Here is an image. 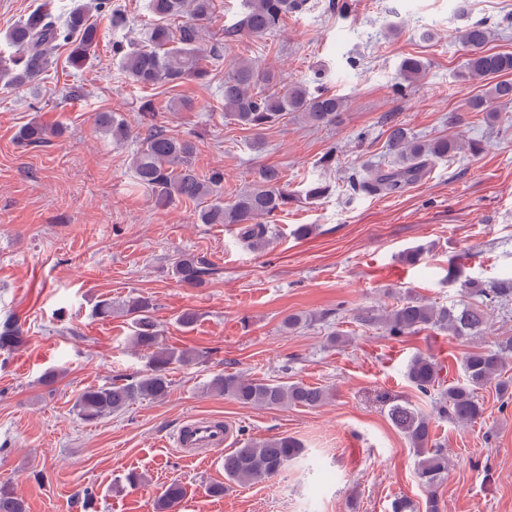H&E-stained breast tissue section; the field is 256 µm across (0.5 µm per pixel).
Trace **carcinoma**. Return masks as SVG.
I'll return each mask as SVG.
<instances>
[{
    "mask_svg": "<svg viewBox=\"0 0 512 512\" xmlns=\"http://www.w3.org/2000/svg\"><path fill=\"white\" fill-rule=\"evenodd\" d=\"M213 0H148L150 22L146 24L144 45L125 48L120 41L112 43V52L120 58L122 72L139 87L162 85L170 89L186 81L207 82L211 75L209 63L222 57L223 47L216 44L204 49L205 36L212 16ZM306 9V0H245L239 19L224 29V37L262 38L281 27L285 18ZM94 14L110 17L112 29L127 26L124 13L112 7V0H89L62 18L54 11L51 0L4 33L13 52L0 58V86L9 89L34 87L55 60L57 50L69 48L68 61L81 68L95 53L99 42ZM181 19L176 28L170 22ZM467 51L463 76L477 79L485 89L466 102V111L483 112L490 121L496 119L497 103H512V53L488 48L491 30L483 23L465 26L457 35ZM426 71L416 57L404 58L398 68L400 78L413 85ZM281 80L267 69L250 60L238 58L224 71L222 100L225 116L234 124L251 130L255 144H262V132L295 113L316 127L336 124L345 100L301 83L277 89ZM140 126L145 132H133L125 121L112 112H100L96 126L112 135V142L122 144L134 137L139 146L132 161L133 184L146 190L159 206L189 200L199 205L198 221L202 224H229L237 227L240 238L254 250H264L271 244L273 227L260 222L272 219L283 211L291 194L281 183L279 172L267 168L253 187L239 193L234 200L224 202V173L214 170L199 176L193 164L197 151L189 135L176 136L158 124L152 102L140 106ZM61 130L49 127L34 118L17 133L25 146L37 148ZM387 146L395 156L393 165L368 167L369 177L350 180L349 187L367 194H395L421 180L430 170L432 161L464 149L453 137L420 140L401 124L387 129ZM173 272L183 286L201 288L212 275L206 261L182 256L173 264ZM463 287L481 298V304L459 307H438L418 298H408L382 314L365 312L360 321L379 325L394 337L436 327L459 339L476 336L486 328L487 316L482 304L507 306L512 302V281L490 285L466 280ZM121 310L133 326L132 342L148 353V368L131 378L109 385L88 387L76 397L73 411L85 422H96L126 411L143 400H162L170 388L173 366L189 365L196 355L160 346V330L154 319V303L150 297H133L121 304ZM25 342L22 325L16 321L0 323V351L10 352ZM512 354V337L505 336L497 347L469 353L464 358V381L451 384L440 392L437 413L457 425H469L483 415L479 392L493 385L500 391L508 389L501 379ZM407 378L422 394H427L439 381L438 366L425 355L411 359ZM206 392L224 395L241 404L268 409L285 406L315 407L323 404L329 392L302 382L289 385L249 379L239 373H218L206 385ZM393 425L417 448V477L429 491L427 512H440L437 490L448 479V455L432 444L431 417L408 402L395 403L388 411ZM303 452L301 443L290 436H276L249 441L224 455V475L239 485L269 479L298 459ZM184 495L178 482L170 483L158 499V512H176ZM0 512H26L24 501L9 480H0Z\"/></svg>",
    "mask_w": 512,
    "mask_h": 512,
    "instance_id": "carcinoma-1",
    "label": "carcinoma"
}]
</instances>
